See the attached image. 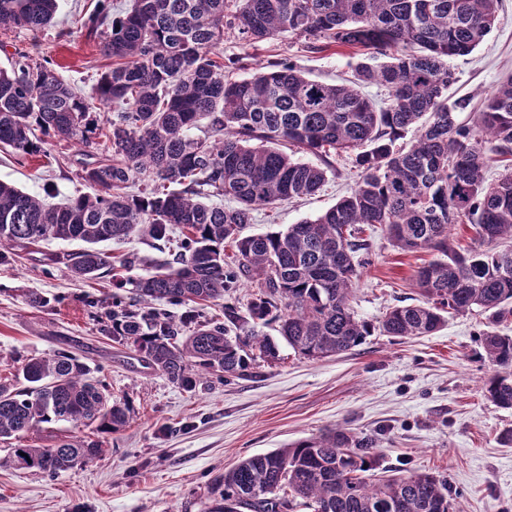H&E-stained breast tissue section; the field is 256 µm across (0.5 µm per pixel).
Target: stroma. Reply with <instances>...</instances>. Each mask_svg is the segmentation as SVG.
<instances>
[{
  "mask_svg": "<svg viewBox=\"0 0 512 512\" xmlns=\"http://www.w3.org/2000/svg\"><path fill=\"white\" fill-rule=\"evenodd\" d=\"M97 0H60L55 24L1 37L0 67L16 51L53 61L59 74L88 95L111 64L81 27ZM225 56L246 57L249 66L273 59L292 62L305 75L328 83L352 78L363 55L357 48L318 54L292 37L249 46L224 38ZM449 65L455 81L449 99L466 97L460 122L475 125L485 98L512 77V0H501L485 40ZM79 147L50 142L44 154L21 158L0 149V181L51 204L86 192L76 172ZM332 169L315 196L256 211L245 234L286 229L336 204L360 175L351 157L331 159ZM369 262L355 286L360 318L378 321L398 301L415 302L418 266L430 250L404 252L381 232L371 236ZM51 240L0 265V378L32 355L69 351L92 369L109 392L132 400L135 415L116 435H99L100 456L85 467L47 475L0 467V512H201L211 479L242 458L319 436L343 426L377 438L383 467L447 476L464 512H512V447L499 443L512 428V409L484 395L495 368L483 356L484 315L449 318L431 336L400 339L373 335L352 351L308 360L280 344L277 361L255 376L228 385L198 383L185 391L145 368L134 351L99 331L96 300L112 295V280L75 279L46 255L70 250ZM38 293L47 307L32 306Z\"/></svg>",
  "mask_w": 512,
  "mask_h": 512,
  "instance_id": "1",
  "label": "stroma"
}]
</instances>
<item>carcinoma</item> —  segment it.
I'll return each instance as SVG.
<instances>
[{"mask_svg": "<svg viewBox=\"0 0 512 512\" xmlns=\"http://www.w3.org/2000/svg\"><path fill=\"white\" fill-rule=\"evenodd\" d=\"M499 2L132 0L115 14L112 0H99L84 26L112 66L92 95L21 51L0 69L1 147L26 157L52 140L88 154L105 145L76 172L95 193L62 205L0 182V265L43 241L82 242L50 261L79 279L110 273L112 286L132 285L138 301L112 294L100 333L188 391L204 375L227 384L254 374L278 360L280 341L321 360L376 332L427 336L448 315L478 309L488 314L484 356L496 367L484 395L512 409V336L498 331L512 321V79L486 97L475 127L458 121L469 100L450 103L447 94L448 59L484 41ZM56 12L57 0H0V32L42 30ZM228 33L248 45L293 36L311 53L356 47L367 58L345 84L313 80L282 61L228 80L224 70L247 68L245 58L220 53ZM368 84L389 89L385 102L362 93ZM411 127L416 138L398 143ZM287 144L323 165L293 158ZM343 153L355 155L361 176L332 208L282 231L241 235L254 212L321 189L329 157ZM492 162L504 172L489 183ZM457 224L474 230L472 245L454 242ZM376 227L403 251L439 258L415 273L422 300L395 305L374 324L355 315L350 296L369 252L364 234ZM142 233L172 258L137 279L118 277L112 255L97 245ZM242 278L257 288L246 310L226 302L222 320L201 313ZM156 302L189 310L177 318ZM273 323L275 337L263 331ZM134 414L69 352L28 357L0 381L1 441L52 422L114 434ZM99 452L94 439L64 435L52 446L20 442L4 463L58 474ZM381 458L375 438L337 426L217 474L205 512H458L445 476L370 480Z\"/></svg>", "mask_w": 512, "mask_h": 512, "instance_id": "cac0c4a2", "label": "carcinoma"}]
</instances>
